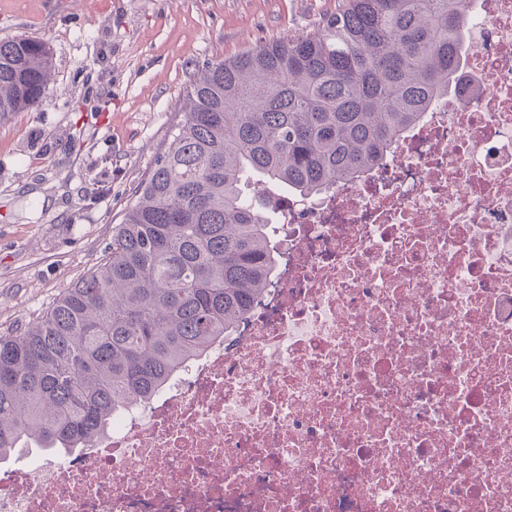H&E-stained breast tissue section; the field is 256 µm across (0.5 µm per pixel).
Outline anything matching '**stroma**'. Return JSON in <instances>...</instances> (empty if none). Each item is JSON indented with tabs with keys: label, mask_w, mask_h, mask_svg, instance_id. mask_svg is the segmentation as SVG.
<instances>
[{
	"label": "stroma",
	"mask_w": 512,
	"mask_h": 512,
	"mask_svg": "<svg viewBox=\"0 0 512 512\" xmlns=\"http://www.w3.org/2000/svg\"><path fill=\"white\" fill-rule=\"evenodd\" d=\"M338 0H0V41L40 38L54 86L0 119V336L102 258L206 63L313 31Z\"/></svg>",
	"instance_id": "1"
}]
</instances>
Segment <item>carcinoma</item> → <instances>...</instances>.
<instances>
[{
  "mask_svg": "<svg viewBox=\"0 0 512 512\" xmlns=\"http://www.w3.org/2000/svg\"><path fill=\"white\" fill-rule=\"evenodd\" d=\"M470 2L339 0L310 33L197 70L105 258L0 336V461L86 447L244 320L276 264L271 192L359 177L463 86ZM52 67L45 41H0V117L39 106Z\"/></svg>",
  "mask_w": 512,
  "mask_h": 512,
  "instance_id": "cac0c4a2",
  "label": "carcinoma"
}]
</instances>
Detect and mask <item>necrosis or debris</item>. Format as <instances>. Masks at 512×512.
Instances as JSON below:
<instances>
[{
	"label": "necrosis or debris",
	"instance_id": "4bbe7bcc",
	"mask_svg": "<svg viewBox=\"0 0 512 512\" xmlns=\"http://www.w3.org/2000/svg\"><path fill=\"white\" fill-rule=\"evenodd\" d=\"M470 40L475 90L280 193L249 316L88 447L0 462V512H512V0Z\"/></svg>",
	"mask_w": 512,
	"mask_h": 512
}]
</instances>
